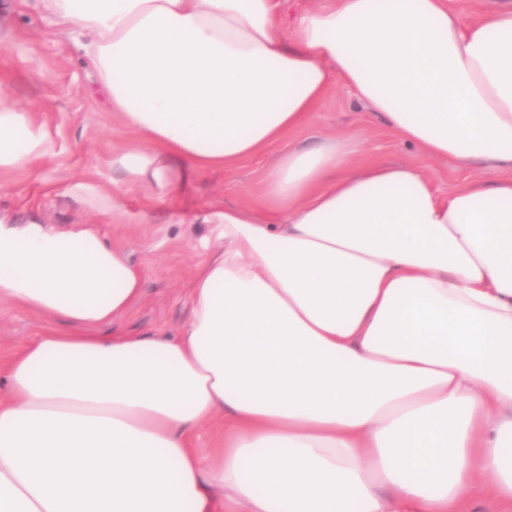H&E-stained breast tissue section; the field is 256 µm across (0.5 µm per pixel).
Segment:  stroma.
Returning <instances> with one entry per match:
<instances>
[{
	"label": "stroma",
	"instance_id": "stroma-1",
	"mask_svg": "<svg viewBox=\"0 0 512 512\" xmlns=\"http://www.w3.org/2000/svg\"><path fill=\"white\" fill-rule=\"evenodd\" d=\"M0 84L9 89L10 105L33 114L58 151L56 159L30 169H0V221L97 225L110 242L130 249L144 276L143 298L117 333L176 331L188 318L191 282L207 255L206 215L217 205L255 204L276 151L245 159L231 171L196 174L171 188L129 189L126 214L116 220L109 211L88 207L78 186L127 182V175L113 167L112 157L129 133L103 105L93 69L44 17L36 0H0ZM358 134L366 140L359 162L406 163L416 158L413 147L340 85L333 86L311 123L290 141L308 147L328 135L349 139ZM428 173L446 191L468 180L497 176L484 164L463 167L450 159L432 162ZM39 325L37 316L0 304L1 365L36 335Z\"/></svg>",
	"mask_w": 512,
	"mask_h": 512
}]
</instances>
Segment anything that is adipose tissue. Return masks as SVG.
I'll list each match as a JSON object with an SVG mask.
<instances>
[{
    "label": "adipose tissue",
    "instance_id": "obj_1",
    "mask_svg": "<svg viewBox=\"0 0 512 512\" xmlns=\"http://www.w3.org/2000/svg\"><path fill=\"white\" fill-rule=\"evenodd\" d=\"M132 137L140 185L279 147L209 218L170 335H103L143 293L126 246L0 223V302L44 321L0 373V512H472L512 505V6L39 0ZM417 161L287 145L333 83ZM0 105V169L54 157ZM502 178L438 189L430 162ZM210 429L213 444L193 447Z\"/></svg>",
    "mask_w": 512,
    "mask_h": 512
}]
</instances>
